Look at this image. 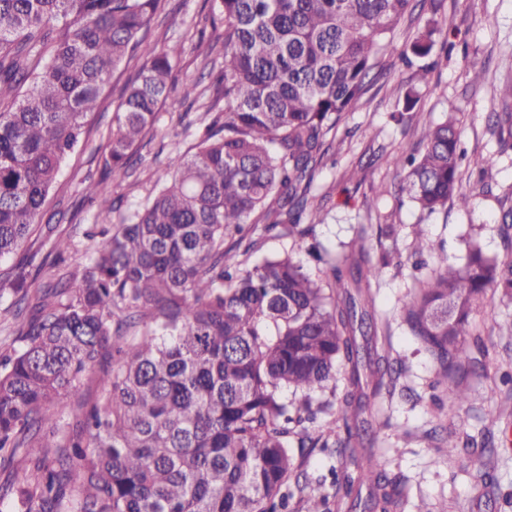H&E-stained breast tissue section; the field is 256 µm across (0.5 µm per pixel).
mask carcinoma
<instances>
[{
  "mask_svg": "<svg viewBox=\"0 0 512 512\" xmlns=\"http://www.w3.org/2000/svg\"><path fill=\"white\" fill-rule=\"evenodd\" d=\"M162 0H0V260L41 223L44 205L112 73L142 55L113 112L103 169L123 179L167 98L182 52L146 41ZM415 0H210L224 23V68L208 109L224 119L195 150L168 162L170 180L95 243L72 279L31 291L0 279L15 336L0 354V503L12 512H285L293 427L308 430L313 395L348 376L341 421L299 448H339L356 469L344 497L361 512H400L405 492L377 456L381 423L369 398L396 389L389 322L371 283L381 266L373 225H359L350 259L319 242L308 272L292 256L263 255L249 239L301 237L324 223L309 204L327 135L362 94ZM431 20L409 42L428 56ZM456 106L429 125L419 154L401 153L398 193L433 214L460 190ZM105 212V180L86 187ZM308 226H302L303 215ZM512 300V262L473 245L461 265L443 252L404 308V322L436 366L435 386L466 401L464 379L487 349L469 332L490 296ZM110 387L82 399L87 374L124 336ZM301 391L292 402L288 389ZM369 488L367 498L357 489ZM304 512H330L326 496Z\"/></svg>",
  "mask_w": 512,
  "mask_h": 512,
  "instance_id": "obj_1",
  "label": "carcinoma"
}]
</instances>
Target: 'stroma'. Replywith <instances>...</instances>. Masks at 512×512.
<instances>
[{
  "mask_svg": "<svg viewBox=\"0 0 512 512\" xmlns=\"http://www.w3.org/2000/svg\"><path fill=\"white\" fill-rule=\"evenodd\" d=\"M208 10L207 0H166L151 29L150 40L182 44L183 52L174 87L142 142L134 174L112 190L114 209L109 213L88 202L85 188L104 176L103 147L112 114L139 60L121 65L105 86L100 110L90 115L85 135L46 202L54 223L70 237L69 271L80 270L92 245L87 231L111 227L143 203L154 186L168 179L170 153L190 150L208 123L203 103L182 100L187 80L211 84L212 63L196 48L199 37L214 35L199 28ZM430 15L428 0H420L415 12L405 16L364 93L328 135L327 163L316 174L311 201L326 217L314 225L313 237L342 257L359 225L387 228L370 240L373 251L388 261L373 290L379 312L390 323L391 355L404 372L394 394L374 400L371 412L384 424L376 448L388 472L405 480V512H512V505L502 499L512 494V336L499 329L512 320V302L496 296L478 310L473 324L488 355L482 368L468 377V400L460 406L434 388L435 368L402 318L413 288L431 275L440 252L459 264L475 241L486 255L512 260V247L505 241L508 228L501 222L504 210L512 207V149L500 151L494 131L496 115L504 107L499 87L512 78V0H443L440 19L453 37L452 51L437 47L429 57L405 63L401 53L408 36ZM476 69L484 70L486 78L474 84L470 74ZM410 88L420 103L406 113L403 124H395L390 114ZM452 105L458 109L466 151L462 186L447 208L428 215L399 196L402 175L390 159L421 148L425 126L443 120ZM489 155L495 156V167L479 174L477 160ZM418 236L427 245V265L419 270L412 254ZM488 425L495 431L494 453L487 470L481 471L473 466L468 448L481 446ZM452 441L460 450L451 457L447 446ZM296 464L306 477L308 493L330 496L332 512H349V501L337 496L334 479L354 468L337 449H305Z\"/></svg>",
  "mask_w": 512,
  "mask_h": 512,
  "instance_id": "1",
  "label": "stroma"
}]
</instances>
